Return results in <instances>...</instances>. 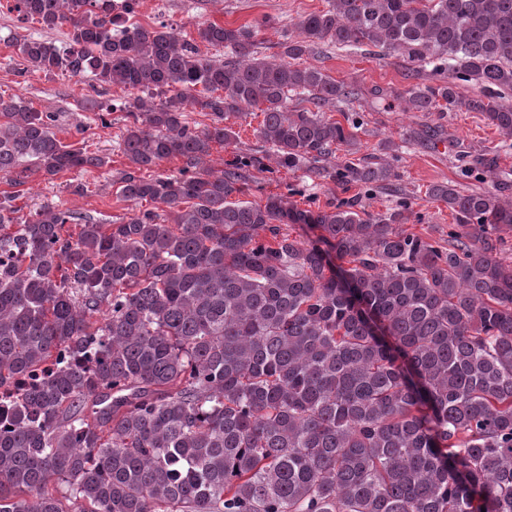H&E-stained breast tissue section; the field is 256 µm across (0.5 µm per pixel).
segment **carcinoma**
I'll use <instances>...</instances> for the list:
<instances>
[{"instance_id": "obj_1", "label": "carcinoma", "mask_w": 512, "mask_h": 512, "mask_svg": "<svg viewBox=\"0 0 512 512\" xmlns=\"http://www.w3.org/2000/svg\"><path fill=\"white\" fill-rule=\"evenodd\" d=\"M139 7H9L44 31L70 27L60 43L12 37L23 71L128 91L113 106L132 167L118 195L163 209L101 224L47 202L22 219L17 194L0 193V512H512V261L498 248L512 201L429 185L456 220L445 249L399 230L404 202L376 214L353 200L231 202L244 162L198 168L236 140L224 120L255 107L254 135L281 167L391 185L397 155L356 157L358 86L303 63L325 47L414 64L418 82L374 90V106L479 112L512 138V0H327L278 61L258 57L259 22H203L187 40L140 24ZM470 85L479 93L463 95ZM190 107L211 124L190 127ZM53 127L0 95V180L107 164ZM506 147L457 155L460 177L508 181ZM171 157L178 174L136 175ZM284 224L313 225L318 243ZM323 244L349 267L333 269Z\"/></svg>"}]
</instances>
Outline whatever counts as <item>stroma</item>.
<instances>
[{"instance_id": "stroma-1", "label": "stroma", "mask_w": 512, "mask_h": 512, "mask_svg": "<svg viewBox=\"0 0 512 512\" xmlns=\"http://www.w3.org/2000/svg\"><path fill=\"white\" fill-rule=\"evenodd\" d=\"M326 6L327 0H141L138 18L149 25L159 21L170 23L187 39L194 37L199 22L237 26L265 18L269 24L259 39L262 54L270 57L279 52L277 44L283 36L281 21H294ZM40 32L39 24L19 22L15 14L9 13L7 0H0V95H18L38 111L54 113L58 138L69 142L77 135H84L94 150L106 157L107 163L101 168L75 169L51 179L31 176L19 205L30 211L51 202L60 209L94 217L103 224L121 221L131 213L130 205L116 195L119 178L128 169L121 149L126 119L124 113L109 111L108 106L123 100L126 93L117 85L99 90L89 78L21 73L22 63L8 47L7 40L17 33ZM312 63L333 78L365 90L376 85L401 89L408 84L401 59L382 55L375 49L352 53L333 49L313 57ZM94 95L100 97L103 110L83 111L81 100ZM353 107L364 118L360 139L361 152L365 155H380L382 144L388 140L400 145L406 131L424 120L422 113L405 112L396 106L374 111L360 100ZM261 119L260 112L253 108L247 115L229 117L228 123L237 134L236 141L227 146H214L204 162L206 169L218 173L236 158L252 155L258 159V166L247 173L239 200L262 204L269 196L278 195L289 206L304 209L312 200L324 208L341 198H356L372 213L403 201L410 211L405 232L443 246L448 243V230L454 219L444 204L426 196L427 186L459 181L457 151L475 156L501 140L500 133L485 122L481 113L464 110L449 113L443 121L441 139L410 149L400 145L392 191H369L353 184L341 185L312 172L279 167L273 151L261 147L253 134Z\"/></svg>"}]
</instances>
